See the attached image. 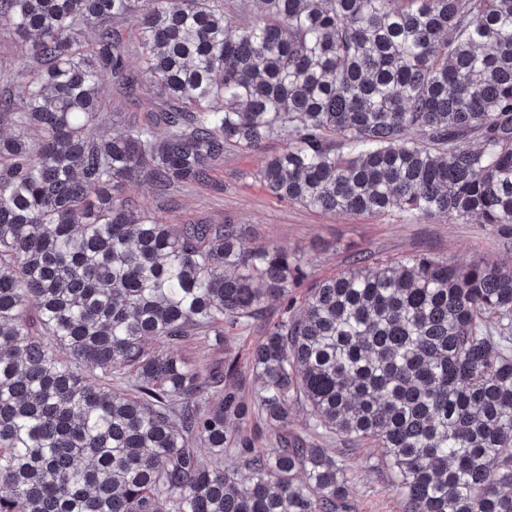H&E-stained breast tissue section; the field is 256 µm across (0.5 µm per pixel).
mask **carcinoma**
Returning a JSON list of instances; mask_svg holds the SVG:
<instances>
[{"label":"carcinoma","instance_id":"1","mask_svg":"<svg viewBox=\"0 0 512 512\" xmlns=\"http://www.w3.org/2000/svg\"><path fill=\"white\" fill-rule=\"evenodd\" d=\"M257 4L0 0L18 43L0 63V512H350L365 444L404 512H512V267L359 258L297 303L288 247L164 224L130 195L205 184L226 149L277 135L256 178L279 199L512 231V0ZM144 78L159 103L141 119L103 95L135 100ZM270 299L251 402L236 359L175 351ZM254 415L276 447L242 433ZM335 436L352 447L318 444Z\"/></svg>","mask_w":512,"mask_h":512}]
</instances>
